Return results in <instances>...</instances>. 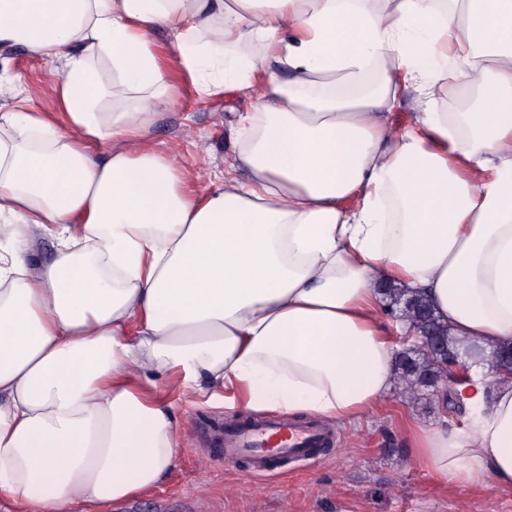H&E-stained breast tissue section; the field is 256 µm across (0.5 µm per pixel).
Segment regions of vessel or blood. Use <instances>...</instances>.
<instances>
[{"instance_id": "vessel-or-blood-1", "label": "vessel or blood", "mask_w": 512, "mask_h": 512, "mask_svg": "<svg viewBox=\"0 0 512 512\" xmlns=\"http://www.w3.org/2000/svg\"><path fill=\"white\" fill-rule=\"evenodd\" d=\"M336 441L333 430L314 420L259 417L242 426L219 431L215 444L225 462L244 463L248 476L274 473L282 458L294 463L318 461L324 448Z\"/></svg>"}]
</instances>
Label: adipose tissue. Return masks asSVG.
I'll return each mask as SVG.
<instances>
[{"instance_id":"1","label":"adipose tissue","mask_w":512,"mask_h":512,"mask_svg":"<svg viewBox=\"0 0 512 512\" xmlns=\"http://www.w3.org/2000/svg\"><path fill=\"white\" fill-rule=\"evenodd\" d=\"M159 28L199 94L262 77L230 163L246 180L188 194L148 142L174 103ZM0 46L62 62L69 117L59 133L0 114V502L15 512L154 490L182 447L158 374L228 410L354 424L415 333L381 322L380 283L426 297L463 343L512 345V0H0ZM464 90L475 107L439 111ZM405 96L398 129L386 115ZM39 232L57 242L45 263ZM467 375L454 397L474 423L416 430V459L512 490V372Z\"/></svg>"}]
</instances>
